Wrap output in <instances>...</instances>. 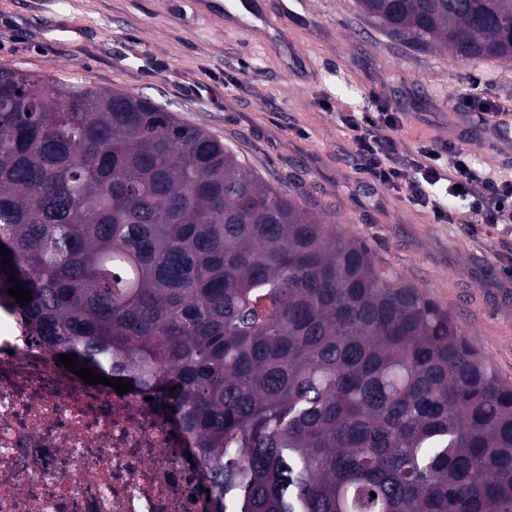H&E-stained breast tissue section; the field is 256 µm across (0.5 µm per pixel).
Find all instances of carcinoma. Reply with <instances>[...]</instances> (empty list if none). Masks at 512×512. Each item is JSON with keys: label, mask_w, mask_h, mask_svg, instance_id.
Wrapping results in <instances>:
<instances>
[{"label": "carcinoma", "mask_w": 512, "mask_h": 512, "mask_svg": "<svg viewBox=\"0 0 512 512\" xmlns=\"http://www.w3.org/2000/svg\"><path fill=\"white\" fill-rule=\"evenodd\" d=\"M356 3L512 65V0ZM0 244L31 335L157 385L216 512H512V383L456 318L151 100L0 65Z\"/></svg>", "instance_id": "cac0c4a2"}]
</instances>
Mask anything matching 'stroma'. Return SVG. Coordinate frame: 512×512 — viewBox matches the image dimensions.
I'll return each mask as SVG.
<instances>
[{
	"mask_svg": "<svg viewBox=\"0 0 512 512\" xmlns=\"http://www.w3.org/2000/svg\"><path fill=\"white\" fill-rule=\"evenodd\" d=\"M284 28L230 29L191 0H0V64L145 97L208 131L383 254L512 381V235L434 223L371 181L349 160L340 120L376 95L403 114L400 154L463 140L477 166L512 173V143L487 149L463 106L485 98L512 115V67L396 42L355 0H305Z\"/></svg>",
	"mask_w": 512,
	"mask_h": 512,
	"instance_id": "1",
	"label": "stroma"
}]
</instances>
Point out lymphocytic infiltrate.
<instances>
[{
  "instance_id": "lymphocytic-infiltrate-1",
  "label": "lymphocytic infiltrate",
  "mask_w": 512,
  "mask_h": 512,
  "mask_svg": "<svg viewBox=\"0 0 512 512\" xmlns=\"http://www.w3.org/2000/svg\"><path fill=\"white\" fill-rule=\"evenodd\" d=\"M343 121L355 166L435 221H450L454 210L464 209L477 224L512 222V179L477 168L467 145L434 141L399 154L402 116L379 99L365 111L344 113Z\"/></svg>"
}]
</instances>
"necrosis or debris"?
Returning <instances> with one entry per match:
<instances>
[{"instance_id":"4bbe7bcc","label":"necrosis or debris","mask_w":512,"mask_h":512,"mask_svg":"<svg viewBox=\"0 0 512 512\" xmlns=\"http://www.w3.org/2000/svg\"><path fill=\"white\" fill-rule=\"evenodd\" d=\"M193 446L148 390L84 383L0 307V512H214Z\"/></svg>"}]
</instances>
